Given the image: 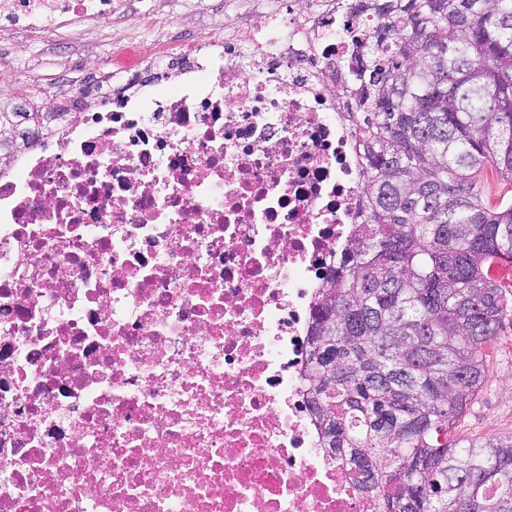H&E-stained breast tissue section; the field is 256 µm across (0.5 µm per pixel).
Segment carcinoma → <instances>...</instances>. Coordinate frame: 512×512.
I'll return each instance as SVG.
<instances>
[{
	"mask_svg": "<svg viewBox=\"0 0 512 512\" xmlns=\"http://www.w3.org/2000/svg\"><path fill=\"white\" fill-rule=\"evenodd\" d=\"M376 25L354 57L351 118L369 189L313 308L305 384L324 447L381 512H512V436L448 441L508 317L512 0H346ZM84 102L0 106V168ZM481 189L484 198L490 205L498 203L502 199L509 201L512 199V184L490 174L482 180Z\"/></svg>",
	"mask_w": 512,
	"mask_h": 512,
	"instance_id": "carcinoma-1",
	"label": "carcinoma"
}]
</instances>
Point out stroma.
<instances>
[{"label": "stroma", "mask_w": 512, "mask_h": 512, "mask_svg": "<svg viewBox=\"0 0 512 512\" xmlns=\"http://www.w3.org/2000/svg\"><path fill=\"white\" fill-rule=\"evenodd\" d=\"M111 25L90 35H48L37 40L15 34L0 38V84L14 93L52 99L71 96L88 77H120L122 70L144 67L146 55L128 49V39L152 49H174L211 29H235L251 8L225 11V0H116ZM512 435V322L489 350L486 378L451 433L453 440Z\"/></svg>", "instance_id": "obj_1"}]
</instances>
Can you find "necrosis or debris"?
I'll return each mask as SVG.
<instances>
[{
  "mask_svg": "<svg viewBox=\"0 0 512 512\" xmlns=\"http://www.w3.org/2000/svg\"><path fill=\"white\" fill-rule=\"evenodd\" d=\"M281 9L175 52L0 174V512H379L304 388L362 215L347 113L368 21ZM113 0H0V36Z\"/></svg>",
  "mask_w": 512,
  "mask_h": 512,
  "instance_id": "necrosis-or-debris-1",
  "label": "necrosis or debris"
}]
</instances>
